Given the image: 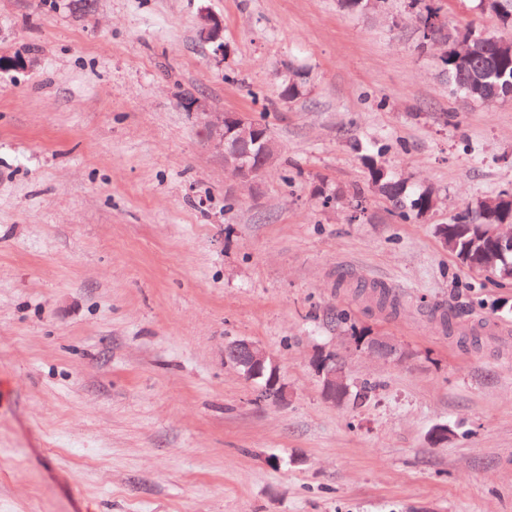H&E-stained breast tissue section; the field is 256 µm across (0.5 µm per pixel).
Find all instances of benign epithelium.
Returning a JSON list of instances; mask_svg holds the SVG:
<instances>
[{"label": "benign epithelium", "instance_id": "1", "mask_svg": "<svg viewBox=\"0 0 512 512\" xmlns=\"http://www.w3.org/2000/svg\"><path fill=\"white\" fill-rule=\"evenodd\" d=\"M223 31L224 23L219 16L208 11L200 14L198 38L202 43L214 46L219 53L224 52ZM204 130L207 140L224 159V168L243 183L255 182L263 167L252 163L251 152L242 150V147L261 142L257 124L234 112L214 113L205 122ZM474 225L478 226L481 238L496 257L512 252L511 231H502L500 224H481L477 220ZM353 341L356 346L364 347L386 361L401 363L407 357L406 352L387 336L369 334L355 337ZM270 358L271 354L266 349L247 339H238L225 349V360L246 367L245 376L249 379L255 377ZM317 369L323 376L327 397L336 400V387L346 385L348 379L346 372L336 363V355L319 357Z\"/></svg>", "mask_w": 512, "mask_h": 512}]
</instances>
